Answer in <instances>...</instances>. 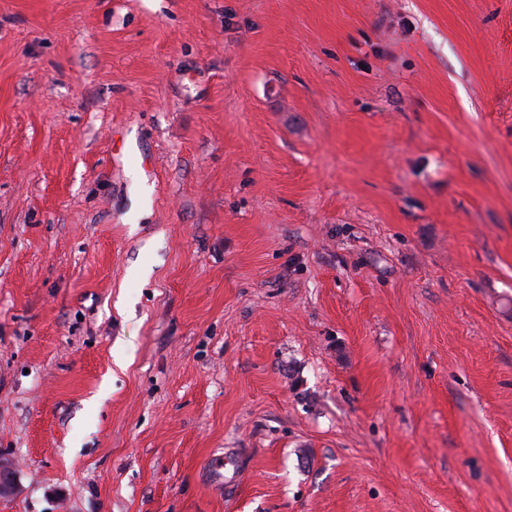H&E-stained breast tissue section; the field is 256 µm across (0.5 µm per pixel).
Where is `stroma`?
<instances>
[{"instance_id": "35a3bbf8", "label": "stroma", "mask_w": 512, "mask_h": 512, "mask_svg": "<svg viewBox=\"0 0 512 512\" xmlns=\"http://www.w3.org/2000/svg\"><path fill=\"white\" fill-rule=\"evenodd\" d=\"M0 512H512V0H0ZM18 487V478L13 460L0 458V497H9Z\"/></svg>"}]
</instances>
